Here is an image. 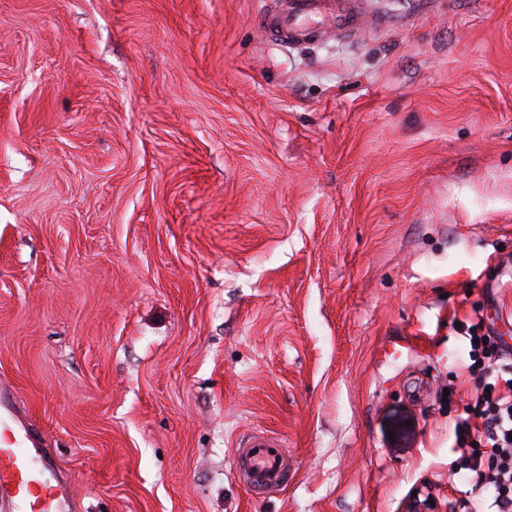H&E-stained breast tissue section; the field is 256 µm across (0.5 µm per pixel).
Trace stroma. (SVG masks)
I'll use <instances>...</instances> for the list:
<instances>
[{"label": "stroma", "instance_id": "stroma-1", "mask_svg": "<svg viewBox=\"0 0 512 512\" xmlns=\"http://www.w3.org/2000/svg\"><path fill=\"white\" fill-rule=\"evenodd\" d=\"M0 0V384L83 512H473L512 346V0ZM452 400H444L445 388ZM292 464L254 493L240 439ZM285 1L283 8L273 3V8L259 12L255 18L256 26L279 43L298 45L307 41L328 13L336 17V27L343 31L358 29L363 23L360 1ZM463 333L470 361L466 368L480 389L466 407L468 417L456 423L455 444L491 449L487 460L478 451L465 455L460 470L468 472L475 487L491 491L487 512H512V350L481 319ZM236 448V472L257 494H272L288 484V450L263 432H253ZM242 447V448H241Z\"/></svg>", "mask_w": 512, "mask_h": 512}]
</instances>
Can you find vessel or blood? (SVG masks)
Listing matches in <instances>:
<instances>
[{"label":"vessel or blood","instance_id":"vessel-or-blood-1","mask_svg":"<svg viewBox=\"0 0 512 512\" xmlns=\"http://www.w3.org/2000/svg\"><path fill=\"white\" fill-rule=\"evenodd\" d=\"M334 15L343 31L360 28V0H286L284 6L259 12L256 26L279 43L298 45L316 32L326 15ZM288 451L263 432L250 434L236 450V471L259 494H272L288 484ZM66 483L49 458H34L12 427L0 432V501H11L19 512H60Z\"/></svg>","mask_w":512,"mask_h":512}]
</instances>
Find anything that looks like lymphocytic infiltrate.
<instances>
[{"label": "lymphocytic infiltrate", "instance_id": "lymphocytic-infiltrate-1", "mask_svg": "<svg viewBox=\"0 0 512 512\" xmlns=\"http://www.w3.org/2000/svg\"><path fill=\"white\" fill-rule=\"evenodd\" d=\"M467 370L480 390L457 423V447L468 448L461 467L475 487L489 490L487 512H512V349L484 321L464 330Z\"/></svg>", "mask_w": 512, "mask_h": 512}]
</instances>
